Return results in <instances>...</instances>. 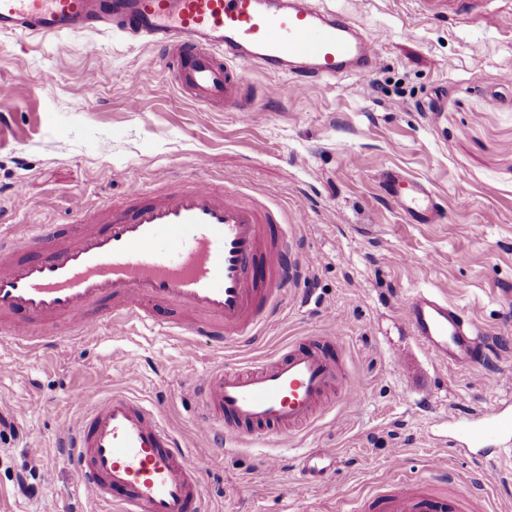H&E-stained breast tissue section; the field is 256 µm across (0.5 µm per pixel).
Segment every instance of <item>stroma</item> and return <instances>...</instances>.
<instances>
[{
	"mask_svg": "<svg viewBox=\"0 0 512 512\" xmlns=\"http://www.w3.org/2000/svg\"><path fill=\"white\" fill-rule=\"evenodd\" d=\"M367 29L387 32L371 77L349 76L282 94L283 78L249 68L260 107L244 121L190 101L157 49L90 33L76 38L0 35V210L13 226L64 224L99 195L121 199L129 182L174 173L236 178L305 215L288 228L296 262L310 255L280 321L255 344L214 351L197 340L186 359L179 339L138 328L46 350L0 340V512H103L77 485L60 453L79 407L77 393L123 389L159 402L164 421L196 444L190 380L215 361L249 366L289 340L339 319L350 381L364 394L337 401L288 441H225L198 461L210 512H336L389 487L391 456L438 493L469 492L472 512H512V487L483 479L484 464L445 448L451 417L512 401V43L502 29L512 0H473L467 12L429 11L423 0H319ZM111 80L82 100L100 67ZM55 72L52 85L43 76ZM139 90L136 104L124 96ZM394 170L427 182L444 209L438 224L401 212L379 182ZM23 194H15V185ZM420 288L448 296L479 327L484 364L458 371L415 343L404 309ZM335 449L320 485L298 480L299 457ZM282 476L269 483L270 462ZM33 475L37 495L19 494Z\"/></svg>",
	"mask_w": 512,
	"mask_h": 512,
	"instance_id": "35a3bbf8",
	"label": "stroma"
}]
</instances>
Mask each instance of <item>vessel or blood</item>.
<instances>
[{
	"mask_svg": "<svg viewBox=\"0 0 512 512\" xmlns=\"http://www.w3.org/2000/svg\"><path fill=\"white\" fill-rule=\"evenodd\" d=\"M115 33L162 50L170 75L199 106L251 118L255 94L244 70L257 66L285 76V96L342 75L369 77L386 33L319 10L313 0H0V34L75 37ZM165 178L158 188L131 183L125 199H104L93 213H74L64 226L30 224L0 239V337L21 349H48L61 337L90 340L103 323L137 322L216 349L259 336L281 313L296 270L288 262V227L277 209L244 196L231 178L204 174ZM405 214L422 224L441 220L430 188L403 181ZM411 336L434 360L462 370L480 361V331L447 296L416 291L404 310ZM329 329L290 341L251 369L216 363L192 383L199 400L190 449L165 424L157 405L121 390L86 399L69 427L70 471L113 512H206L194 459L224 445L285 438L332 411L334 393L351 400L355 387ZM450 447L489 451L488 481L512 463V412L497 403L453 420ZM333 449L309 450L300 475L324 482L336 468ZM469 496L445 495L394 473L389 489L364 498L352 512H467Z\"/></svg>",
	"mask_w": 512,
	"mask_h": 512,
	"instance_id": "vessel-or-blood-1",
	"label": "vessel or blood"
}]
</instances>
